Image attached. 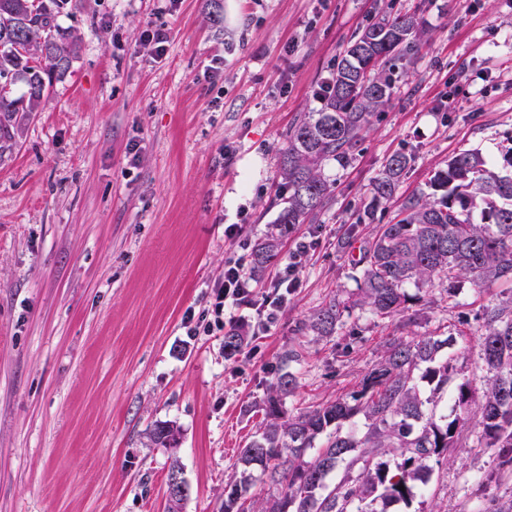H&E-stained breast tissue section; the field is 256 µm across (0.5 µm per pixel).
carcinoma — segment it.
<instances>
[{
  "instance_id": "1",
  "label": "carcinoma",
  "mask_w": 512,
  "mask_h": 512,
  "mask_svg": "<svg viewBox=\"0 0 512 512\" xmlns=\"http://www.w3.org/2000/svg\"><path fill=\"white\" fill-rule=\"evenodd\" d=\"M69 3L0 0V155L12 149L15 113L39 111L53 79L68 72L78 52L79 37L57 22ZM420 33V18L407 12L384 16L356 33L331 74L320 110L304 113L289 128L281 149L284 186L275 198L277 232L256 245L254 274L280 255L283 237L295 225L327 206L333 183L323 174L324 165L352 158L373 111L391 96L386 66L411 55ZM18 84L25 92L14 98ZM409 163L404 153L386 160L372 187L371 206L390 200ZM430 187V196L403 203L396 223L355 237L357 293L317 309L306 329L330 336L343 313L357 307L381 320L402 317L411 301L405 292L410 281H446L449 299L464 282L478 288L512 285V150L499 162L477 151L460 152L434 173ZM482 317L481 346L490 377L473 410L472 381L456 382L455 369L442 354L465 336L462 329L447 336L389 338L359 390L292 416L285 400L297 377L290 371L278 376L269 386L264 421L239 451L241 470L225 485L224 512H390L429 483L433 464L462 445V423L472 417L477 443L494 450L500 468L512 470V298L485 305ZM243 342L238 330L225 333L224 355L235 356ZM452 383L460 413L450 420L436 416V407ZM360 414L364 430L342 432ZM176 433V425L165 421L150 437L172 448ZM338 469L343 477L330 481ZM259 483L265 488L252 493Z\"/></svg>"
}]
</instances>
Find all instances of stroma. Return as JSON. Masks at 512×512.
I'll use <instances>...</instances> for the list:
<instances>
[{
    "mask_svg": "<svg viewBox=\"0 0 512 512\" xmlns=\"http://www.w3.org/2000/svg\"><path fill=\"white\" fill-rule=\"evenodd\" d=\"M422 17L412 57L346 165H327L331 203L284 250L311 247L277 321L216 323L224 263L251 258L278 216L280 150L347 42L388 7ZM58 22L81 38L41 111L16 115L0 155V512H165L168 472L182 512H224L238 451L265 417L284 351L296 349L289 414L356 391L389 335L452 330L460 377L483 389L481 307L512 289L408 283V325L344 314L333 335L302 324L357 290L354 235L394 222L448 158L512 149V0H81ZM169 36L163 56L144 41ZM411 163L386 205L363 211L388 157ZM247 206L239 218V206ZM241 224L238 242L224 227ZM210 332L191 336L187 320ZM246 337L224 356L228 328ZM180 429L173 449L149 438ZM466 442L397 512H485L512 500V471Z\"/></svg>",
    "mask_w": 512,
    "mask_h": 512,
    "instance_id": "1",
    "label": "stroma"
}]
</instances>
